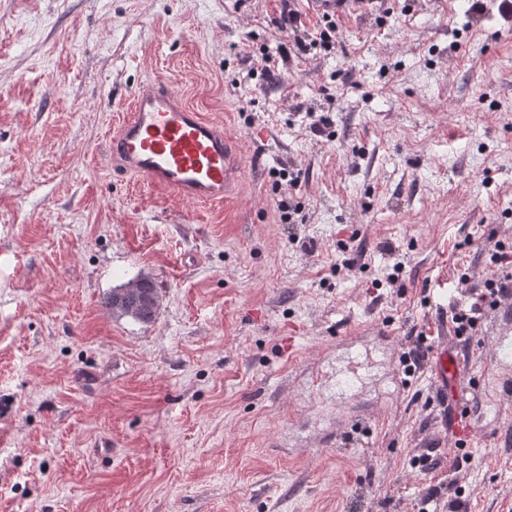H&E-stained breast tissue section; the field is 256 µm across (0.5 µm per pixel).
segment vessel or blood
Wrapping results in <instances>:
<instances>
[{
	"label": "vessel or blood",
	"mask_w": 512,
	"mask_h": 512,
	"mask_svg": "<svg viewBox=\"0 0 512 512\" xmlns=\"http://www.w3.org/2000/svg\"><path fill=\"white\" fill-rule=\"evenodd\" d=\"M318 13L337 17L370 13L377 0H309ZM110 153L147 186L201 203H220L237 180L233 145L222 125L204 118L161 80L138 89L112 136ZM486 373L494 392L512 391V328L492 340ZM432 375L438 392L459 387V360L440 346Z\"/></svg>",
	"instance_id": "vessel-or-blood-1"
}]
</instances>
